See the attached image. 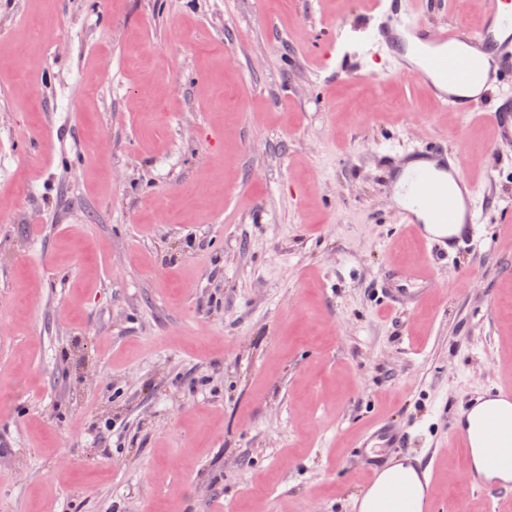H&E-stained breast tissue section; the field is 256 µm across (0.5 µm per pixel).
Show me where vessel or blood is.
Segmentation results:
<instances>
[{
    "instance_id": "vessel-or-blood-1",
    "label": "vessel or blood",
    "mask_w": 512,
    "mask_h": 512,
    "mask_svg": "<svg viewBox=\"0 0 512 512\" xmlns=\"http://www.w3.org/2000/svg\"><path fill=\"white\" fill-rule=\"evenodd\" d=\"M506 0H492L483 24L474 30L461 25L443 29L429 27L421 14L420 0H388L377 24L375 43L390 59L396 76L416 75L426 81L430 92L445 109L469 112L484 103L483 93L471 92L482 77L502 83L503 67L512 64V11H504ZM400 177L405 188L415 194L419 206L403 208L404 223L434 226V233L421 237V244H445L457 249L476 237L472 201L478 193L466 176L462 155L443 158L436 169L403 167ZM465 189L462 204L448 197L450 184ZM429 272L411 266L401 275V287L388 291L391 302L402 301L410 283H424ZM410 435L382 419L363 432L355 443L364 472V502L355 512H438L431 496L434 460L409 462L414 481H382L387 459L405 448ZM451 438L456 446L475 449L479 458L469 477L473 486L498 494L512 492V386L491 387L453 413ZM510 481H503V474Z\"/></svg>"
}]
</instances>
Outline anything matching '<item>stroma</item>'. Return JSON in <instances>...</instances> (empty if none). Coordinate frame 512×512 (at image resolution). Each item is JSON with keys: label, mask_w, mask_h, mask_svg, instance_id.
<instances>
[{"label": "stroma", "mask_w": 512, "mask_h": 512, "mask_svg": "<svg viewBox=\"0 0 512 512\" xmlns=\"http://www.w3.org/2000/svg\"><path fill=\"white\" fill-rule=\"evenodd\" d=\"M376 24L369 0H0V512H353L382 417L437 451L441 512H488L448 419L512 379V140L381 74ZM426 148L466 157L477 245L400 222L385 165ZM416 263L429 290L388 305Z\"/></svg>", "instance_id": "1"}]
</instances>
